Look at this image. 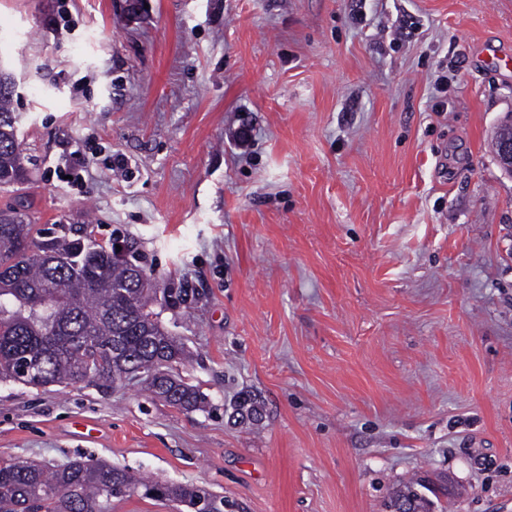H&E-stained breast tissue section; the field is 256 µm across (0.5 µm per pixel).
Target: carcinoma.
<instances>
[{"instance_id": "carcinoma-1", "label": "carcinoma", "mask_w": 512, "mask_h": 512, "mask_svg": "<svg viewBox=\"0 0 512 512\" xmlns=\"http://www.w3.org/2000/svg\"><path fill=\"white\" fill-rule=\"evenodd\" d=\"M12 75L0 70V186L25 181L27 167L11 107ZM40 230L17 208L0 210V379L33 387H99L139 378L171 406L194 411L198 389L171 374L186 359L183 344L164 327L154 306L165 289L122 260L112 246L80 239H39ZM39 371L21 377L22 363ZM151 364L155 373L138 377ZM179 502H204L224 512V497L183 484L146 481L101 460L62 466L17 460L0 465V512H110V501L129 492Z\"/></svg>"}]
</instances>
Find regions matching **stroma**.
<instances>
[{
    "mask_svg": "<svg viewBox=\"0 0 512 512\" xmlns=\"http://www.w3.org/2000/svg\"><path fill=\"white\" fill-rule=\"evenodd\" d=\"M510 58L512 0H0L18 195L180 292L206 397L0 380V464L103 460L224 512H387L415 478L512 512ZM512 129V120L500 123L494 133L496 157L505 172L512 174V137L503 134V130Z\"/></svg>",
    "mask_w": 512,
    "mask_h": 512,
    "instance_id": "obj_1",
    "label": "stroma"
}]
</instances>
